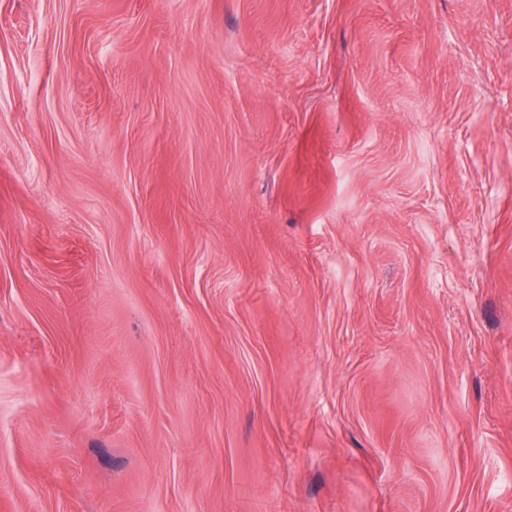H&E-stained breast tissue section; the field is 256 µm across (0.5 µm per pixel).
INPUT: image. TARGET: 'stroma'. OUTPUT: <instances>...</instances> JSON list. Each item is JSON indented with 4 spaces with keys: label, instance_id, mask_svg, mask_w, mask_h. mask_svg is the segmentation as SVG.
I'll return each mask as SVG.
<instances>
[{
    "label": "stroma",
    "instance_id": "35a3bbf8",
    "mask_svg": "<svg viewBox=\"0 0 512 512\" xmlns=\"http://www.w3.org/2000/svg\"><path fill=\"white\" fill-rule=\"evenodd\" d=\"M0 512H512V0H0Z\"/></svg>",
    "mask_w": 512,
    "mask_h": 512
}]
</instances>
